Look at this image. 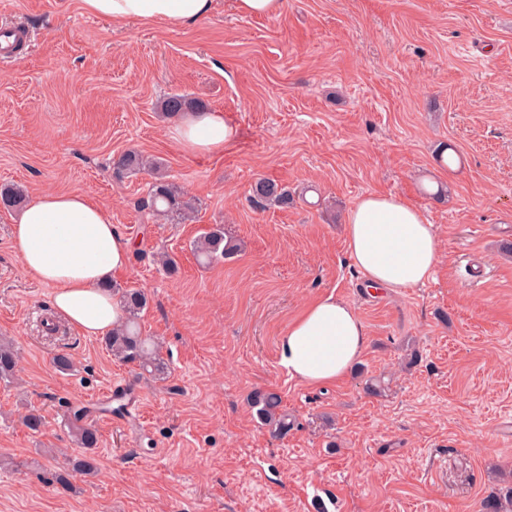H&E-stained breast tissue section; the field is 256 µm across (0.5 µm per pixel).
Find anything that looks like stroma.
Wrapping results in <instances>:
<instances>
[{"label":"stroma","instance_id":"stroma-1","mask_svg":"<svg viewBox=\"0 0 512 512\" xmlns=\"http://www.w3.org/2000/svg\"><path fill=\"white\" fill-rule=\"evenodd\" d=\"M14 21L32 44L0 65V186L107 210L134 245L116 283L145 291L142 331L168 373L136 378L66 324L46 335L53 289L25 275L16 213L0 209V339L19 352L16 381H0V512H481L512 487V0H285L270 17L214 0L191 28L0 0V26ZM171 94L223 112L236 142L182 151L159 109ZM130 150L161 162L191 221L142 210L151 175L113 168ZM262 177L293 204L252 205ZM371 193L435 225L424 284L371 292L348 258L344 216ZM215 224L241 250L204 267L191 245ZM329 293L369 342L343 381L312 387L280 365L278 339ZM61 350L74 372L56 370ZM372 378L382 395L366 394ZM258 389L281 396L288 432L257 418ZM120 390L142 407L93 408L98 475L48 482V449L77 450L66 404Z\"/></svg>","mask_w":512,"mask_h":512}]
</instances>
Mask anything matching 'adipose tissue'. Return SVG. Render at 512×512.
Segmentation results:
<instances>
[{"label":"adipose tissue","instance_id":"adipose-tissue-1","mask_svg":"<svg viewBox=\"0 0 512 512\" xmlns=\"http://www.w3.org/2000/svg\"><path fill=\"white\" fill-rule=\"evenodd\" d=\"M84 10L115 22H165L177 27L210 15L213 0H82ZM170 139L196 155L223 153L237 128L216 111L187 112L172 123ZM346 251L366 287L396 291L432 277L440 242L423 211L392 194L358 200L346 218ZM25 273L53 287L56 313L87 336H105L123 308L104 285L129 265L132 245L98 204L77 192H48L29 202L13 226ZM368 345V330L353 306L318 296L278 340L281 366L307 385L343 380Z\"/></svg>","mask_w":512,"mask_h":512}]
</instances>
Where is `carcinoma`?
<instances>
[{
    "instance_id": "cac0c4a2",
    "label": "carcinoma",
    "mask_w": 512,
    "mask_h": 512,
    "mask_svg": "<svg viewBox=\"0 0 512 512\" xmlns=\"http://www.w3.org/2000/svg\"><path fill=\"white\" fill-rule=\"evenodd\" d=\"M198 104L183 95H170L160 102L163 113L176 117L191 111ZM159 165L136 152H127L116 162V170L123 172H148L155 175L154 181L142 207L153 214L169 220H184L193 211L191 200L174 183L158 174ZM24 190L19 187L0 188V206L6 210L19 207L24 201ZM251 201L257 205L274 202L280 207L292 203L287 190L268 178L257 180L251 187ZM192 250L202 265L230 258L240 251V245L224 235V228L217 225L202 232L194 240ZM109 289L119 294L125 317L115 330L106 337L104 343L113 356L132 363L142 372L155 379L165 375V363L160 357L159 345L149 336L142 334L139 318L148 306V297L136 287L118 288L109 285ZM18 356L14 347L0 342V379H9L17 371ZM252 407L256 408L259 419L274 432L288 429V414L281 408V397L273 391L257 390L251 395ZM89 409L85 406L70 405L66 417L75 436L81 453L64 457V465L52 474L53 482L67 487L74 477H89L97 471L95 449L98 448V435L88 422ZM483 512H512V492L505 495H490L482 502Z\"/></svg>"
}]
</instances>
